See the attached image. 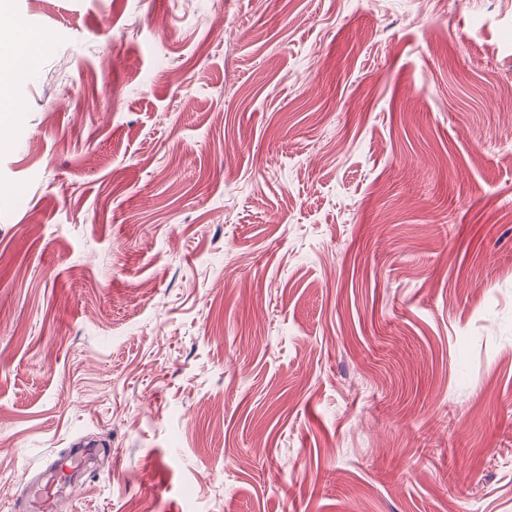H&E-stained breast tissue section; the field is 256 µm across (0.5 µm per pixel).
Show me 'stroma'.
Masks as SVG:
<instances>
[{
    "mask_svg": "<svg viewBox=\"0 0 512 512\" xmlns=\"http://www.w3.org/2000/svg\"><path fill=\"white\" fill-rule=\"evenodd\" d=\"M8 10L0 512H512V0ZM37 51L35 40L24 32L18 33L12 41L0 44V57L8 60L9 69L21 58H33ZM76 449L51 459L46 468L47 477L41 483L25 480L20 484L16 500L23 512H52L63 489L70 483L74 472L86 469L91 446L89 443H73Z\"/></svg>",
    "mask_w": 512,
    "mask_h": 512,
    "instance_id": "35a3bbf8",
    "label": "stroma"
}]
</instances>
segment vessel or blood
Wrapping results in <instances>:
<instances>
[{"label": "vessel or blood", "mask_w": 512, "mask_h": 512, "mask_svg": "<svg viewBox=\"0 0 512 512\" xmlns=\"http://www.w3.org/2000/svg\"><path fill=\"white\" fill-rule=\"evenodd\" d=\"M90 451L77 449L51 459L44 481L21 483L16 500L19 512H54L55 503L69 484L72 473L85 470Z\"/></svg>", "instance_id": "1"}]
</instances>
